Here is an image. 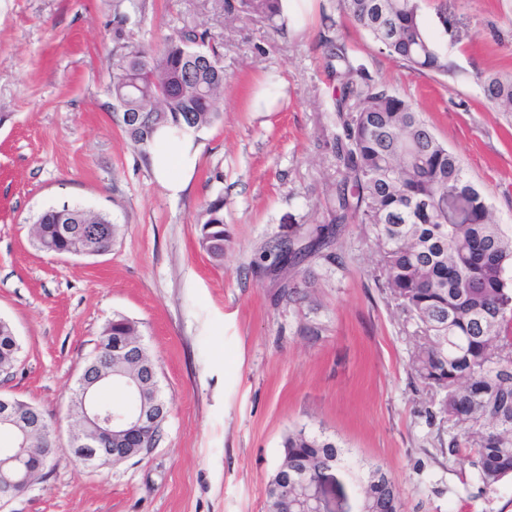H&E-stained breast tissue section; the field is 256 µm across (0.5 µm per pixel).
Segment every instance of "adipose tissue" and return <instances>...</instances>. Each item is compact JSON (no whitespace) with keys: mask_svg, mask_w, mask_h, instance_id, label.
<instances>
[{"mask_svg":"<svg viewBox=\"0 0 512 512\" xmlns=\"http://www.w3.org/2000/svg\"><path fill=\"white\" fill-rule=\"evenodd\" d=\"M156 143L152 153L154 173L170 195H178L186 186L187 175L194 162V140L162 131L158 133Z\"/></svg>","mask_w":512,"mask_h":512,"instance_id":"obj_1","label":"adipose tissue"}]
</instances>
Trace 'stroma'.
<instances>
[{
    "label": "stroma",
    "mask_w": 512,
    "mask_h": 512,
    "mask_svg": "<svg viewBox=\"0 0 512 512\" xmlns=\"http://www.w3.org/2000/svg\"><path fill=\"white\" fill-rule=\"evenodd\" d=\"M162 47L188 27L221 47L224 119L198 131L185 190L170 196L112 112V19ZM371 75L410 98L512 232V112L483 81L512 63V0H422L450 70L379 52L337 0H296L285 31L224 0H0V319L20 343L0 393L57 427L47 468L0 512H269L288 431L341 448L355 488L380 465L406 512H512V477L482 490L449 456L453 430L410 367L415 325L378 282L374 232L343 224L318 242L342 172L332 149L336 80L322 14ZM224 197V259L199 245L206 201ZM76 205L121 227L110 252L33 244L37 216ZM305 261L279 270L265 244ZM136 321L169 413L153 448L90 470L64 452L70 396L104 326ZM265 251V256L273 254L282 266H285L288 263L291 264L292 262L295 264L304 255L303 249L296 247V243L293 240H286L282 238L270 241L267 245V250Z\"/></svg>",
    "instance_id": "35a3bbf8"
}]
</instances>
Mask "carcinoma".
<instances>
[{"label": "carcinoma", "mask_w": 512, "mask_h": 512, "mask_svg": "<svg viewBox=\"0 0 512 512\" xmlns=\"http://www.w3.org/2000/svg\"><path fill=\"white\" fill-rule=\"evenodd\" d=\"M342 12L378 46L415 70L448 71V62L427 33L421 0H338ZM228 9L268 22L282 18L281 0H235ZM128 16L113 19L112 90L126 94L132 109L155 113L143 128L125 130L146 152L161 128L184 126L197 132L223 120L224 69L217 47L207 58L191 44L210 37L207 30L185 29L156 51L127 41ZM327 34L321 46L338 86L333 148L343 179L329 201L331 225L369 224L376 233L385 286L417 324L412 370L425 388L440 395L439 413L457 428L448 454L466 453L485 490L512 476V235L493 218L481 190L467 177L458 156L437 138L407 98L387 89L354 61L346 46L328 35L336 29L323 16ZM484 94L502 112H512V75L486 77ZM73 230L61 237L60 227ZM200 246L215 260L224 256V199L205 203ZM112 245L120 225L102 213L64 205L42 212L35 222L38 247L82 256L95 247L87 228ZM282 265L295 263L303 249L291 239L267 245ZM128 337H140L136 322L116 316L103 328L98 346L104 354ZM19 343L11 325L0 323V369L14 366ZM328 440L298 430L283 441V456L271 475L303 466L310 490L279 485V501L292 512L316 509L313 487ZM366 488L356 497L359 512H405V503L383 468L373 465Z\"/></svg>", "instance_id": "carcinoma-1"}]
</instances>
